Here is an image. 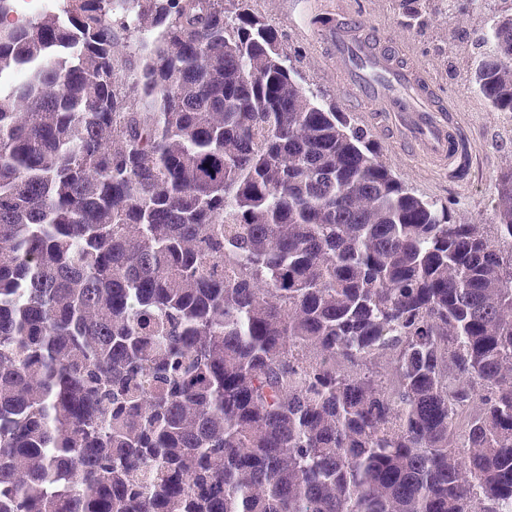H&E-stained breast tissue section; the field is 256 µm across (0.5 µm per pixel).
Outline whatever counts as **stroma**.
Wrapping results in <instances>:
<instances>
[{
    "mask_svg": "<svg viewBox=\"0 0 512 512\" xmlns=\"http://www.w3.org/2000/svg\"><path fill=\"white\" fill-rule=\"evenodd\" d=\"M344 5L365 27L401 47L436 79L438 91L465 115L474 146L466 182L449 179L447 171L429 168L405 155L383 137L360 108L347 105L341 95L334 61L321 50L318 33L337 6ZM253 9L275 27L285 50L302 74V82L324 105L347 113L368 133L383 161L416 195L446 206L461 223L492 221L494 185L502 170L512 166V112L493 111L477 93L469 67L474 30L489 11L477 0L468 12L455 13L452 0H439L427 24H403L399 0H252Z\"/></svg>",
    "mask_w": 512,
    "mask_h": 512,
    "instance_id": "obj_1",
    "label": "stroma"
}]
</instances>
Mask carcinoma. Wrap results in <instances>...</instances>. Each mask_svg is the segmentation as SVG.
<instances>
[{"label":"carcinoma","instance_id":"1","mask_svg":"<svg viewBox=\"0 0 512 512\" xmlns=\"http://www.w3.org/2000/svg\"><path fill=\"white\" fill-rule=\"evenodd\" d=\"M229 2L0 0V512H512V168L454 221Z\"/></svg>","mask_w":512,"mask_h":512}]
</instances>
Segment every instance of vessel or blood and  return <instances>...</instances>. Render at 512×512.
<instances>
[{
	"mask_svg": "<svg viewBox=\"0 0 512 512\" xmlns=\"http://www.w3.org/2000/svg\"><path fill=\"white\" fill-rule=\"evenodd\" d=\"M325 34L333 45L349 100L365 108L386 136L430 168L464 181L473 156L462 116L437 95L431 75L408 65L387 43L357 24L346 9L329 16Z\"/></svg>",
	"mask_w": 512,
	"mask_h": 512,
	"instance_id": "1",
	"label": "vessel or blood"
}]
</instances>
